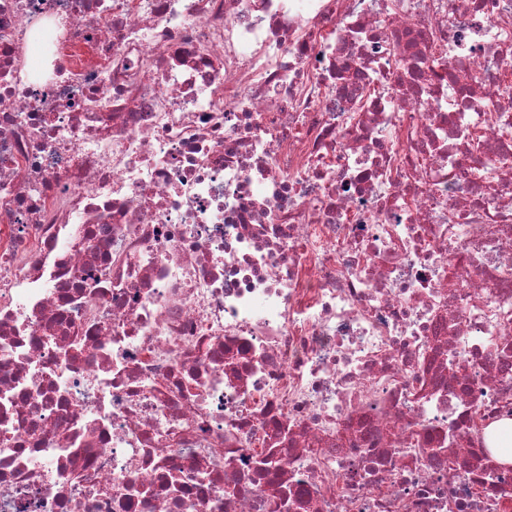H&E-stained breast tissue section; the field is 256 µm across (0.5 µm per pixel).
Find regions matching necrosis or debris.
Instances as JSON below:
<instances>
[{
	"mask_svg": "<svg viewBox=\"0 0 512 512\" xmlns=\"http://www.w3.org/2000/svg\"><path fill=\"white\" fill-rule=\"evenodd\" d=\"M512 0H0V512H512Z\"/></svg>",
	"mask_w": 512,
	"mask_h": 512,
	"instance_id": "1",
	"label": "necrosis or debris"
}]
</instances>
